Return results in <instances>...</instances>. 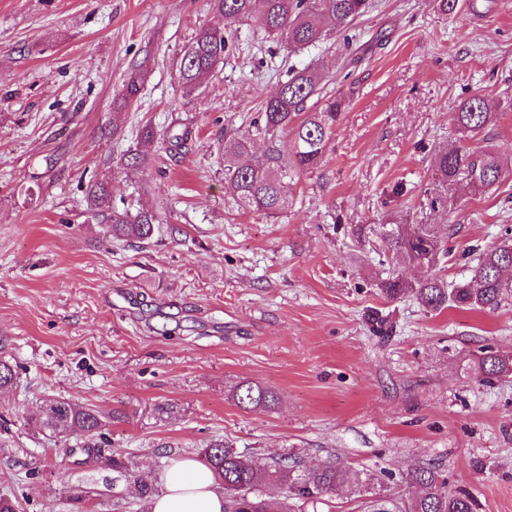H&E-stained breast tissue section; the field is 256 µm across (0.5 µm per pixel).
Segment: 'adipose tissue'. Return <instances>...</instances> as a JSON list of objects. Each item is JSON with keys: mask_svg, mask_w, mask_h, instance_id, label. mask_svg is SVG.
I'll list each match as a JSON object with an SVG mask.
<instances>
[{"mask_svg": "<svg viewBox=\"0 0 512 512\" xmlns=\"http://www.w3.org/2000/svg\"><path fill=\"white\" fill-rule=\"evenodd\" d=\"M164 493L152 503V512H224V492L201 463L184 458L163 476Z\"/></svg>", "mask_w": 512, "mask_h": 512, "instance_id": "ef3b65f1", "label": "adipose tissue"}]
</instances>
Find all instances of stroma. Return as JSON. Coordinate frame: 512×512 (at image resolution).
I'll list each match as a JSON object with an SVG mask.
<instances>
[{
    "mask_svg": "<svg viewBox=\"0 0 512 512\" xmlns=\"http://www.w3.org/2000/svg\"><path fill=\"white\" fill-rule=\"evenodd\" d=\"M203 26L226 27L205 0H0V357L16 371L0 392V497L16 512H70L82 489L92 512H140L131 479L75 464L82 441L39 431L44 403L65 400L98 412L102 436L159 493L170 467L219 439L308 467L433 463L477 512H512V378L470 376L483 347L512 354V300L434 313L385 299L381 239L354 234L430 222L433 152L474 90L499 117L466 145L495 147L506 174L453 195L438 275L463 280L476 249L512 225V0H458L449 15L438 0H375L348 51L329 41L289 54L258 21L226 27L231 51L187 96L175 59ZM141 63L138 102L113 113ZM310 65L346 102L324 162L291 182L282 215L241 209L220 146L287 69ZM147 123L155 164L115 172ZM93 177L116 207L159 212L152 240H113L88 208ZM247 382L275 405L239 407L232 393Z\"/></svg>",
    "mask_w": 512,
    "mask_h": 512,
    "instance_id": "1",
    "label": "stroma"
}]
</instances>
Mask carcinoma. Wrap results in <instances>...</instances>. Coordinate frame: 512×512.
Returning <instances> with one entry per match:
<instances>
[{
	"instance_id": "cac0c4a2",
	"label": "carcinoma",
	"mask_w": 512,
	"mask_h": 512,
	"mask_svg": "<svg viewBox=\"0 0 512 512\" xmlns=\"http://www.w3.org/2000/svg\"><path fill=\"white\" fill-rule=\"evenodd\" d=\"M212 10L228 23L260 22L267 36L290 51L319 43L327 31L343 43L356 20L372 8V0H208ZM228 48L225 32L200 27L192 41L176 60L179 83L186 93L199 88L223 62ZM148 77L143 65L134 66L127 74L120 92L112 99V108L120 111L134 105ZM322 73L306 67L288 71L274 95L267 98L252 122L255 133L274 142L264 154L244 161L250 152L252 135L237 134L224 141L225 180L239 206L268 216L282 213L288 207L287 181L320 166L327 153L343 108V99L321 96ZM499 116L497 105L485 94L472 91L461 98L455 109V140L438 152L431 187L426 200L434 213L429 224H385L378 263L389 265L387 276L377 283L388 299L412 296L419 305L432 312L451 307L491 313L512 297V286L501 280L502 271L512 269V227L501 231L499 243L481 250L475 258L470 276L450 283L432 273L441 260L448 257L447 237L441 228L452 223L448 208V186L468 192L490 188L502 181L504 168L496 152L469 151L463 141L484 132ZM289 137L278 143L279 134ZM152 162L138 150H128L115 163L117 170L129 173ZM86 198L93 214L108 215L112 239L143 242L152 239L160 223L152 209H118L111 205L108 183L91 181ZM423 269L426 275L416 281L399 277L396 265ZM512 373V357L485 348L475 361L473 380L486 384ZM233 398L244 408H260L274 404L277 397L258 384H242ZM99 416L76 403L57 401L41 410L38 428L67 432L74 437L95 433ZM83 451L97 460L108 461L112 471L133 479L142 503L149 512L155 488L146 473L137 470L132 461L108 448L105 441L86 444ZM203 463L218 478L224 490V512H272L265 497L269 486L284 490L278 512H298L299 505L320 503L323 496L346 484L362 498L364 512H476V501L465 490L448 491V482L439 469L430 465H413L401 473L400 484L414 489L406 495L384 486L374 472L348 474L327 461L320 466H301L295 456L257 460L233 449L222 440L212 441L203 450Z\"/></svg>"
}]
</instances>
